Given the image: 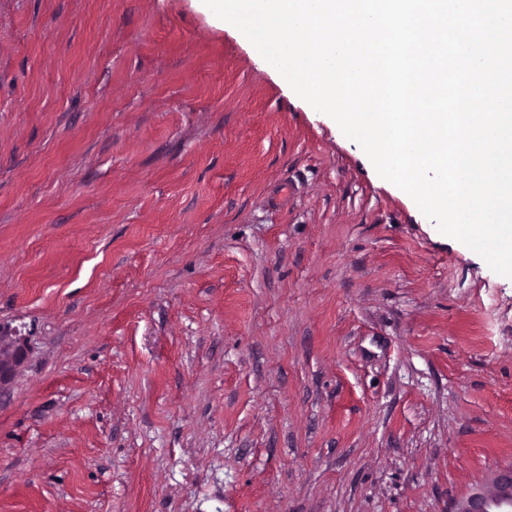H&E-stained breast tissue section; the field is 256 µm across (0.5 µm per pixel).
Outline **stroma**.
<instances>
[{"mask_svg": "<svg viewBox=\"0 0 512 512\" xmlns=\"http://www.w3.org/2000/svg\"><path fill=\"white\" fill-rule=\"evenodd\" d=\"M0 512H448L512 464V277L203 0H0ZM28 355V344L16 328L0 324V393L14 380Z\"/></svg>", "mask_w": 512, "mask_h": 512, "instance_id": "35a3bbf8", "label": "stroma"}]
</instances>
